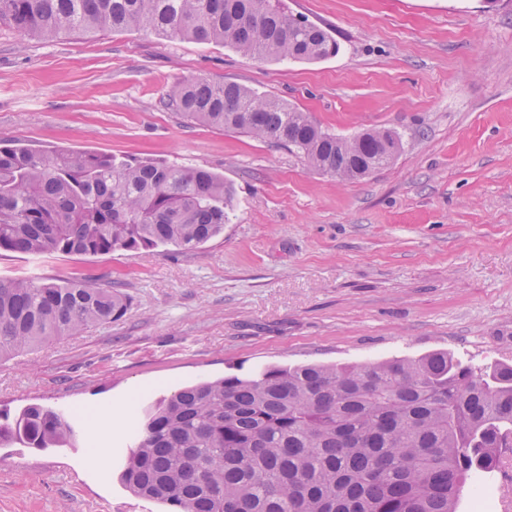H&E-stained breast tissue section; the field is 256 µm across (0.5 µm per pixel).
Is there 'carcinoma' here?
I'll list each match as a JSON object with an SVG mask.
<instances>
[{"mask_svg":"<svg viewBox=\"0 0 512 512\" xmlns=\"http://www.w3.org/2000/svg\"><path fill=\"white\" fill-rule=\"evenodd\" d=\"M0 24L45 41L75 31H144L229 45L264 60L338 52L326 28L283 0H0ZM167 105L199 125L302 155L340 181L388 166L392 129L350 138L235 82H178ZM232 190L206 169L95 151L0 145V255L192 250L219 235ZM128 298L83 275H0V359L120 319ZM83 433L63 409L33 404L0 440L54 448ZM121 478L173 512H456L474 475L512 448V365L446 351L341 365H273L181 388L127 428Z\"/></svg>","mask_w":512,"mask_h":512,"instance_id":"1","label":"carcinoma"}]
</instances>
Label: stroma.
<instances>
[{
	"mask_svg": "<svg viewBox=\"0 0 512 512\" xmlns=\"http://www.w3.org/2000/svg\"><path fill=\"white\" fill-rule=\"evenodd\" d=\"M336 55L260 61L137 31L53 42L0 26V144L160 159L221 176L224 231L193 250L0 256V274L112 283L118 320L0 362V412L72 409L57 448L0 443V512H165L120 480L133 408L263 367L445 350L512 364V0H285ZM204 77L272 94L349 137L390 128L387 167L341 182L297 153L165 106ZM111 431L100 464L95 435Z\"/></svg>",
	"mask_w": 512,
	"mask_h": 512,
	"instance_id": "obj_1",
	"label": "stroma"
}]
</instances>
